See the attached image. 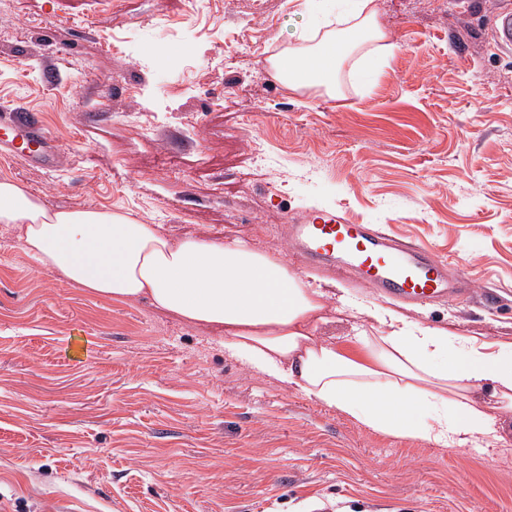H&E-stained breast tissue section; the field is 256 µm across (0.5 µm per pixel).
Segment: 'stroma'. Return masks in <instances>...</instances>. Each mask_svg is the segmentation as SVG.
<instances>
[{"mask_svg":"<svg viewBox=\"0 0 512 512\" xmlns=\"http://www.w3.org/2000/svg\"><path fill=\"white\" fill-rule=\"evenodd\" d=\"M394 51L342 97L288 90L270 60L337 0H0V107L37 113L59 171L0 155L56 210L112 209L173 239H241L344 299L291 224L344 213L426 246L473 296L393 303L408 321L512 345V0H374ZM512 512L503 448L366 428L225 355L149 301L39 268L0 225V512ZM492 37L498 48L512 51V10H502L495 16Z\"/></svg>","mask_w":512,"mask_h":512,"instance_id":"obj_1","label":"stroma"}]
</instances>
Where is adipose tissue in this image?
<instances>
[{
	"mask_svg": "<svg viewBox=\"0 0 512 512\" xmlns=\"http://www.w3.org/2000/svg\"><path fill=\"white\" fill-rule=\"evenodd\" d=\"M371 2L350 0L334 28L308 29L303 47L276 55L281 82L339 93L340 68L353 57L356 77L369 81L378 63L362 49L386 38ZM0 224L14 227L25 253L67 283L115 301L147 299L213 330L248 370L376 432L438 448H495L512 434V347L453 338L365 305L370 325L355 328L353 350L342 349L318 334L326 292L278 258L238 239L175 241L160 225L118 211H53L6 177Z\"/></svg>",
	"mask_w": 512,
	"mask_h": 512,
	"instance_id": "1",
	"label": "adipose tissue"
}]
</instances>
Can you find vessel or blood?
Instances as JSON below:
<instances>
[{"instance_id":"1","label":"vessel or blood","mask_w":512,"mask_h":512,"mask_svg":"<svg viewBox=\"0 0 512 512\" xmlns=\"http://www.w3.org/2000/svg\"><path fill=\"white\" fill-rule=\"evenodd\" d=\"M492 37L498 48L512 51V10L495 16ZM0 146L30 150L50 169L57 165L54 147L33 113L0 110ZM288 238L308 265L344 262L346 271L382 298L423 305L467 292L463 272H450L445 259L377 224H350L331 214L318 224L289 225Z\"/></svg>"}]
</instances>
